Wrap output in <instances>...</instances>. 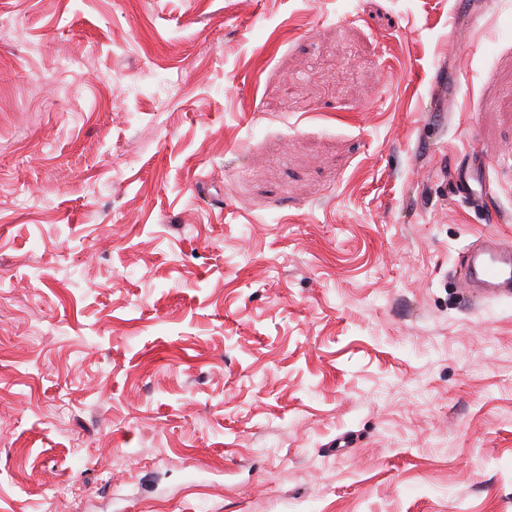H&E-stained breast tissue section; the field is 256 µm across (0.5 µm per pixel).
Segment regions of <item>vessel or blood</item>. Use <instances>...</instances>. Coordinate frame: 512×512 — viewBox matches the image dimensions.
<instances>
[{
    "mask_svg": "<svg viewBox=\"0 0 512 512\" xmlns=\"http://www.w3.org/2000/svg\"><path fill=\"white\" fill-rule=\"evenodd\" d=\"M493 186L479 163L465 164L458 168L454 193L471 204H482L492 194ZM463 287L482 300H499L512 297V245L496 239L470 252L459 271Z\"/></svg>",
    "mask_w": 512,
    "mask_h": 512,
    "instance_id": "obj_1",
    "label": "vessel or blood"
}]
</instances>
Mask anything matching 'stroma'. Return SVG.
I'll return each instance as SVG.
<instances>
[{
    "label": "stroma",
    "instance_id": "35a3bbf8",
    "mask_svg": "<svg viewBox=\"0 0 512 512\" xmlns=\"http://www.w3.org/2000/svg\"><path fill=\"white\" fill-rule=\"evenodd\" d=\"M489 236L512 0H0V512H512ZM492 192L493 185L482 171L479 162L467 163L458 168L454 182V193L457 197L471 204L480 205ZM463 288L481 300L512 297V247L496 239L470 252L460 266Z\"/></svg>",
    "mask_w": 512,
    "mask_h": 512
}]
</instances>
